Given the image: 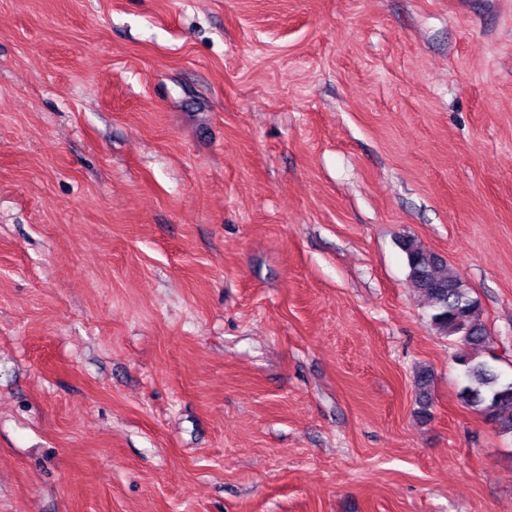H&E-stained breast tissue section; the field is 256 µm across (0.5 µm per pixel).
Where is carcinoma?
I'll return each mask as SVG.
<instances>
[{"label": "carcinoma", "mask_w": 512, "mask_h": 512, "mask_svg": "<svg viewBox=\"0 0 512 512\" xmlns=\"http://www.w3.org/2000/svg\"><path fill=\"white\" fill-rule=\"evenodd\" d=\"M409 269V282L424 298L434 328L443 336L454 338L460 346L456 357L463 368L465 385L460 391L463 403L497 423L498 429L512 434V381L500 374L474 351L486 350L491 339L480 319V304L460 274L435 251L410 238L403 241ZM431 373L417 376L420 414L431 417Z\"/></svg>", "instance_id": "1"}]
</instances>
